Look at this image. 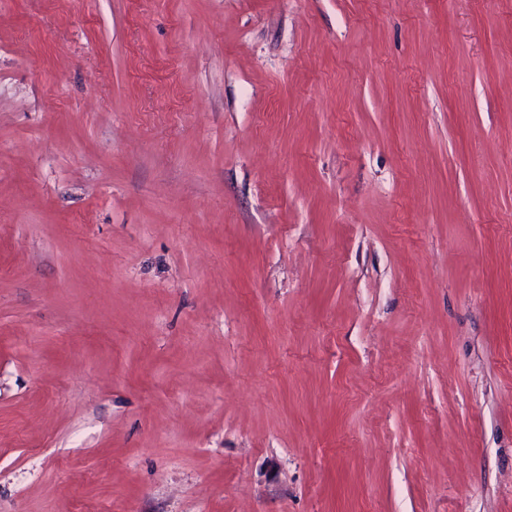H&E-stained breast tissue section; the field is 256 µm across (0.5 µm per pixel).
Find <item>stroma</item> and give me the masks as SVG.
Segmentation results:
<instances>
[{"instance_id":"obj_1","label":"stroma","mask_w":512,"mask_h":512,"mask_svg":"<svg viewBox=\"0 0 512 512\" xmlns=\"http://www.w3.org/2000/svg\"><path fill=\"white\" fill-rule=\"evenodd\" d=\"M0 512H512V0H0Z\"/></svg>"}]
</instances>
